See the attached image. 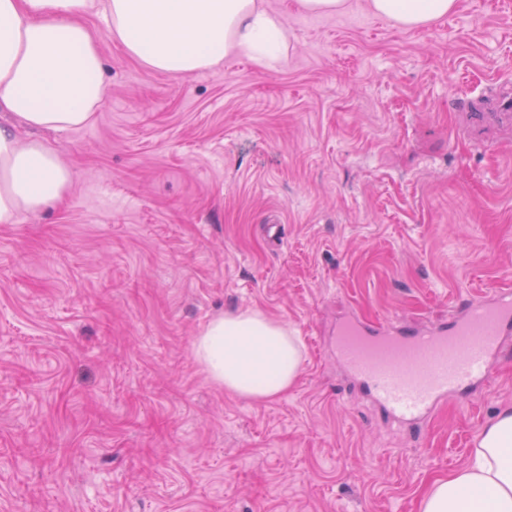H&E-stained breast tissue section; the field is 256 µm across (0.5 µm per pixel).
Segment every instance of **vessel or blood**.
<instances>
[{
	"label": "vessel or blood",
	"mask_w": 512,
	"mask_h": 512,
	"mask_svg": "<svg viewBox=\"0 0 512 512\" xmlns=\"http://www.w3.org/2000/svg\"><path fill=\"white\" fill-rule=\"evenodd\" d=\"M478 124L512 121V99L475 115ZM512 335V291L495 290L425 329L347 315L336 330V357L372 399L405 423L428 419L449 397L490 382L493 362Z\"/></svg>",
	"instance_id": "vessel-or-blood-1"
}]
</instances>
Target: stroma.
<instances>
[{
    "mask_svg": "<svg viewBox=\"0 0 512 512\" xmlns=\"http://www.w3.org/2000/svg\"><path fill=\"white\" fill-rule=\"evenodd\" d=\"M276 71L187 77L96 37L94 119L48 134L61 204L0 224V512H418L512 402V340L471 400L398 425L336 362L350 310L425 327L512 290V130L473 108L512 84V0L403 30L264 0ZM259 309L304 344L287 394L211 383L192 342Z\"/></svg>",
    "mask_w": 512,
    "mask_h": 512,
    "instance_id": "1",
    "label": "stroma"
}]
</instances>
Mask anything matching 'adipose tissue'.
Masks as SVG:
<instances>
[{"label":"adipose tissue","mask_w":512,"mask_h":512,"mask_svg":"<svg viewBox=\"0 0 512 512\" xmlns=\"http://www.w3.org/2000/svg\"><path fill=\"white\" fill-rule=\"evenodd\" d=\"M458 0H368L402 29L453 13ZM149 70L187 76L247 55L271 69L287 56L288 29L260 0H0V224L61 201L71 172L44 133L87 125L104 94L98 43L82 16ZM208 379L264 403L292 389L303 343L295 329L251 309L212 319L193 344ZM419 512H512V405L483 428L473 462L435 479Z\"/></svg>","instance_id":"adipose-tissue-1"}]
</instances>
